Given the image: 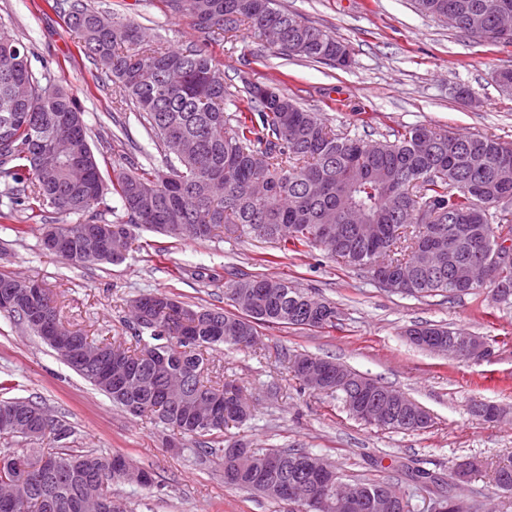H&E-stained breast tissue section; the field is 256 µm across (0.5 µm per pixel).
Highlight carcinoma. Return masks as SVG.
<instances>
[{"label":"carcinoma","instance_id":"1","mask_svg":"<svg viewBox=\"0 0 512 512\" xmlns=\"http://www.w3.org/2000/svg\"><path fill=\"white\" fill-rule=\"evenodd\" d=\"M170 10L186 15L208 44L224 46L243 28L259 39L267 30L282 34L275 44L285 57H302L347 68L348 43L322 31L300 16L280 8L278 0H167ZM424 16L440 19L452 12L458 32L490 45H501L493 26L500 11L512 13V0H415ZM50 8L68 18L84 53L102 67L119 88L117 106L132 105L161 156V166L133 164L116 176L111 190L117 205L106 200L107 188L90 144L84 111L63 89L49 91L31 70L27 47L12 31L0 26V178L1 195L11 204L47 205L56 213L77 216L76 223L49 224L59 236L81 237L85 223L112 224V239L97 244L96 253H72L78 265L123 261L135 231L145 228L174 240L208 241L222 234L237 239L259 238L283 246L319 248L369 275L417 271L414 281L393 291L408 296L436 292L460 294L451 274L454 267L491 262L502 237L512 238V218L492 211L503 197L512 198V181L499 178L503 166L512 168V147L492 136L457 134L430 125H415L394 140H365L329 128L318 113L303 108L288 93L267 88L247 89L236 97L224 85L212 54L195 43L167 48L147 41L141 29L122 23L86 0H52ZM234 112H225L226 107ZM63 144L60 161L41 165L37 157ZM85 172L81 186L72 180V167ZM112 214L110 221L98 211ZM357 212L376 232L363 237L353 231L341 242L328 239L346 215ZM448 239L439 253L434 235ZM501 301H512V267L497 272ZM23 288L0 273V313L20 320L42 335L34 316L51 315L65 334L104 351L102 372L111 361L127 364L126 390L105 386L73 362L67 365L135 416H151L175 435L197 439L205 458L232 466L231 485L254 490L258 483L302 477L312 453L304 449L252 448L241 440L224 438V427L242 424L252 410L242 390L204 376V353L221 344L238 348L254 345L259 328L270 325L332 328L336 303L295 287L286 278L260 274L225 284L234 310L185 305L165 293L135 300L134 344H104L60 319L49 289L33 298L16 299ZM446 343L465 335L442 324L412 328ZM292 371L303 386L327 396L339 394L349 413L358 416L347 391L331 386L317 389L303 379L298 360ZM183 379L194 400L211 413L193 420V405L179 399L170 380ZM26 417L42 412L29 398H1ZM0 435L37 443L50 439L56 452L0 453V491L17 484L22 467L32 468L33 494L13 502L0 494V512H80L75 504L96 493L110 494L109 482H130L114 466L116 455L87 450L74 452L61 442L74 435L64 421L48 419L42 432L25 426L0 427ZM60 468L39 475L45 458ZM497 472L496 486L512 493V455ZM107 470L106 483L86 482L89 471ZM338 487L310 494L336 500V490L359 507L342 512H373L374 499L392 484L385 479L350 484L329 467Z\"/></svg>","mask_w":512,"mask_h":512}]
</instances>
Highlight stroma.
I'll list each match as a JSON object with an SVG mask.
<instances>
[{
  "label": "stroma",
  "instance_id": "stroma-1",
  "mask_svg": "<svg viewBox=\"0 0 512 512\" xmlns=\"http://www.w3.org/2000/svg\"><path fill=\"white\" fill-rule=\"evenodd\" d=\"M117 21L140 26L146 40L171 47L203 36L166 0H94ZM289 12L347 42L350 68L300 58L241 31L235 49L213 48L216 66L237 96L247 83L280 88L318 112L335 130L366 139L389 137L406 126L426 124L451 132L493 135L512 144V96L502 94L495 74L512 69V46L477 43L453 27L418 13L413 0H281ZM27 45L37 77L62 85L79 100L91 146L103 170L145 161L156 149L134 113L113 112L117 93L110 78L81 47L64 16L46 0H0V24ZM474 91V100L458 95ZM14 223L16 237L0 228V272L43 284L63 321L108 343L131 334V304L163 292L189 305L227 309L225 283L257 273L285 278L336 303L335 327H262L249 349L210 352L218 380L238 383L253 405L245 425L230 426L225 439L255 448L305 449L333 463L347 479H385L411 498L415 512H430L437 497L415 471L447 476L453 461L477 458L482 468L454 487L455 496L512 512V493L499 490L493 468L512 452V304L496 301L491 287L469 294L402 295L381 287L365 272L323 250L299 248L268 263L272 244L254 239L173 241L140 230L119 264L77 267L43 250L45 224L65 216L44 208ZM445 324L488 339L494 353L481 363H462L419 349L405 336L420 323ZM313 354L341 363L403 392L432 417L419 432H391L349 415L342 401L303 391L289 366L295 355ZM0 383L9 396L41 404L65 420L76 451L121 455L149 472L151 486L115 483L112 493L127 512H288L254 492L231 488L224 465L205 459L191 437H173L154 420L115 407L77 375L39 337L0 314ZM499 408L488 421L477 404Z\"/></svg>",
  "mask_w": 512,
  "mask_h": 512
}]
</instances>
